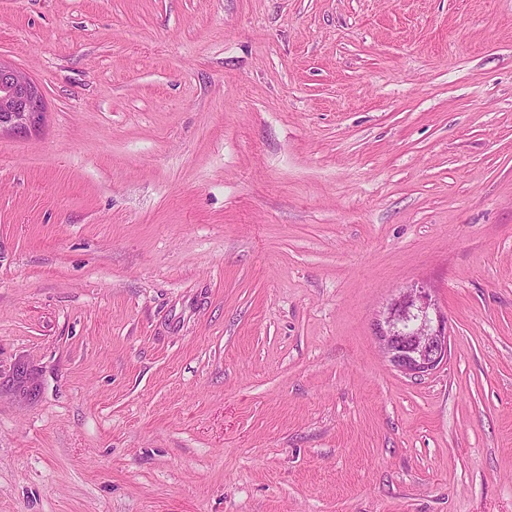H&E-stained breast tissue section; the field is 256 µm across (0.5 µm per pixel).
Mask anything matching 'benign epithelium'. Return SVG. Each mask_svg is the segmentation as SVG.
<instances>
[{
	"label": "benign epithelium",
	"instance_id": "obj_1",
	"mask_svg": "<svg viewBox=\"0 0 512 512\" xmlns=\"http://www.w3.org/2000/svg\"><path fill=\"white\" fill-rule=\"evenodd\" d=\"M42 114V93L26 73L0 63V132L34 127ZM376 336L390 365L410 377L436 370L448 360V317L433 288L414 283L391 298L376 319Z\"/></svg>",
	"mask_w": 512,
	"mask_h": 512
}]
</instances>
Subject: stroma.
<instances>
[{
	"label": "stroma",
	"instance_id": "stroma-1",
	"mask_svg": "<svg viewBox=\"0 0 512 512\" xmlns=\"http://www.w3.org/2000/svg\"><path fill=\"white\" fill-rule=\"evenodd\" d=\"M0 62V512H512V0H0ZM42 114V93L26 73L0 62V132H26ZM375 328L387 361L404 375L423 376L448 360V317L425 283L400 288Z\"/></svg>",
	"mask_w": 512,
	"mask_h": 512
}]
</instances>
